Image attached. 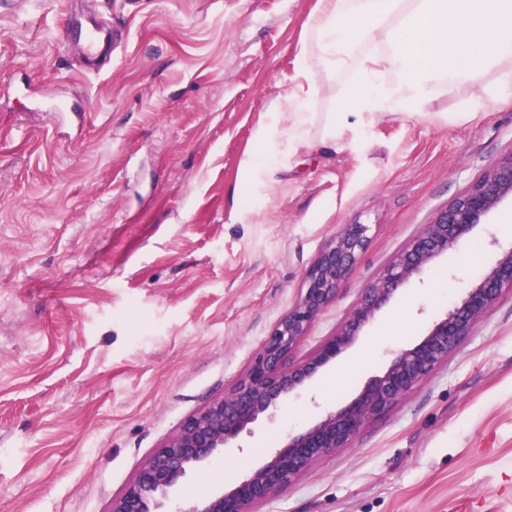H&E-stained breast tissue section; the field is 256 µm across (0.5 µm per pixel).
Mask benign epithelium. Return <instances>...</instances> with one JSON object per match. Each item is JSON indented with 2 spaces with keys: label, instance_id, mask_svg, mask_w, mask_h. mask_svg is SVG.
Listing matches in <instances>:
<instances>
[{
  "label": "benign epithelium",
  "instance_id": "1",
  "mask_svg": "<svg viewBox=\"0 0 512 512\" xmlns=\"http://www.w3.org/2000/svg\"><path fill=\"white\" fill-rule=\"evenodd\" d=\"M512 198V151L438 209L365 287L343 325L302 360L294 352L310 325L336 300L342 282L367 248L370 225L346 224L306 271L288 312L272 327L245 375L224 394L184 419L178 430L112 498L109 512H257V507L306 472L313 463L347 447L448 358L502 295L512 292V245L464 297L417 342L393 350L385 370L371 377L347 403L301 432L286 434L261 466L227 491L185 506L178 495L189 472L224 454L260 415L303 387L320 368L350 348L391 298L450 249L460 248L473 226Z\"/></svg>",
  "mask_w": 512,
  "mask_h": 512
}]
</instances>
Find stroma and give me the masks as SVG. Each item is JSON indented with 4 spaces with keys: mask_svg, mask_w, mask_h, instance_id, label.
Returning a JSON list of instances; mask_svg holds the SVG:
<instances>
[{
    "mask_svg": "<svg viewBox=\"0 0 512 512\" xmlns=\"http://www.w3.org/2000/svg\"><path fill=\"white\" fill-rule=\"evenodd\" d=\"M318 0H0V512H109L180 423L245 374L346 224L370 242L298 356L440 207L512 151V94L387 114L368 150L289 156L259 124L292 86ZM123 41L80 66L92 17ZM502 201L307 388L194 471L227 490L289 432L349 401L491 265ZM258 512H512V295L349 447Z\"/></svg>",
    "mask_w": 512,
    "mask_h": 512,
    "instance_id": "35a3bbf8",
    "label": "stroma"
}]
</instances>
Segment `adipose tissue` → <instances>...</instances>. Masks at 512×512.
I'll return each instance as SVG.
<instances>
[{"instance_id":"ef3b65f1","label":"adipose tissue","mask_w":512,"mask_h":512,"mask_svg":"<svg viewBox=\"0 0 512 512\" xmlns=\"http://www.w3.org/2000/svg\"><path fill=\"white\" fill-rule=\"evenodd\" d=\"M350 71L319 135H312L318 76ZM512 84V0H319L305 24L296 87L278 95L282 128L260 126L289 152L320 142L362 144L367 125L386 113L421 115L438 92L467 88L464 110Z\"/></svg>"}]
</instances>
